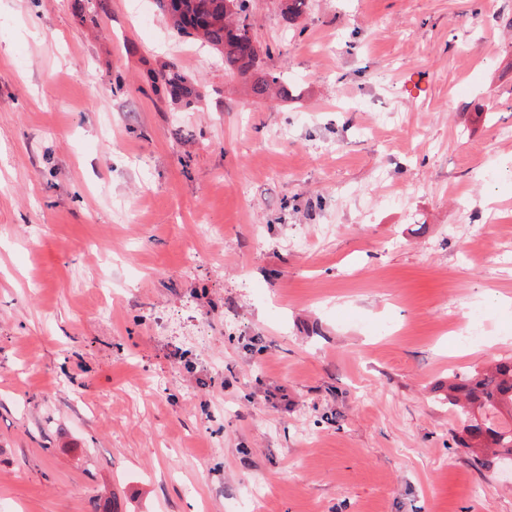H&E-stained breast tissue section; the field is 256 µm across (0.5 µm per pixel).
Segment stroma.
<instances>
[{
  "instance_id": "stroma-1",
  "label": "stroma",
  "mask_w": 512,
  "mask_h": 512,
  "mask_svg": "<svg viewBox=\"0 0 512 512\" xmlns=\"http://www.w3.org/2000/svg\"><path fill=\"white\" fill-rule=\"evenodd\" d=\"M106 2L0 0V512H512V0H253L284 99ZM154 83H160L166 89H169L170 93L178 94L183 97L186 108L194 106L197 95L193 90L188 88L186 85V77L176 67L164 66L161 70L156 72ZM441 390L460 421V445L474 461L483 464L479 453L490 450L495 459L512 463V357L469 376L454 374ZM505 415L509 420H495Z\"/></svg>"
}]
</instances>
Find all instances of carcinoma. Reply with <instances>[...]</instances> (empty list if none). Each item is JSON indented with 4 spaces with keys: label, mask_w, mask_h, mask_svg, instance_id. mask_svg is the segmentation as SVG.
Masks as SVG:
<instances>
[{
    "label": "carcinoma",
    "mask_w": 512,
    "mask_h": 512,
    "mask_svg": "<svg viewBox=\"0 0 512 512\" xmlns=\"http://www.w3.org/2000/svg\"><path fill=\"white\" fill-rule=\"evenodd\" d=\"M159 5L177 32L219 51L224 70L252 76L255 96L262 98L275 89L288 97L283 71L260 64V53L269 56L272 50H260L252 39L251 0H159ZM310 7V0H277L278 10L288 18ZM154 82L183 97L185 107L194 106L197 95L176 67H163ZM442 391L460 421V445L475 456V462H482L480 453L490 451L496 459L512 463V357L469 376L455 374Z\"/></svg>",
    "instance_id": "cac0c4a2"
}]
</instances>
